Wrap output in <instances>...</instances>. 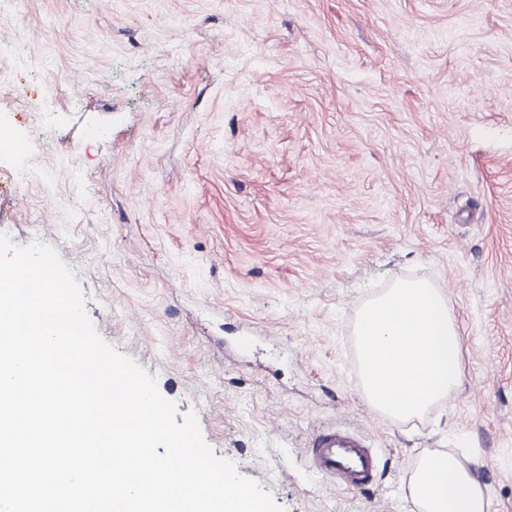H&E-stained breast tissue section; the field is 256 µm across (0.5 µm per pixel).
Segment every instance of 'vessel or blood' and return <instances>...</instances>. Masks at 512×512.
Here are the masks:
<instances>
[{
    "mask_svg": "<svg viewBox=\"0 0 512 512\" xmlns=\"http://www.w3.org/2000/svg\"><path fill=\"white\" fill-rule=\"evenodd\" d=\"M308 453L322 477L347 488L365 483L375 468V451L367 440L335 428L316 434Z\"/></svg>",
    "mask_w": 512,
    "mask_h": 512,
    "instance_id": "vessel-or-blood-1",
    "label": "vessel or blood"
}]
</instances>
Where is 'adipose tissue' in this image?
I'll list each match as a JSON object with an SVG mask.
<instances>
[{
    "instance_id": "ef3b65f1",
    "label": "adipose tissue",
    "mask_w": 512,
    "mask_h": 512,
    "mask_svg": "<svg viewBox=\"0 0 512 512\" xmlns=\"http://www.w3.org/2000/svg\"><path fill=\"white\" fill-rule=\"evenodd\" d=\"M405 493L419 512H491L487 487L454 454H435L417 463Z\"/></svg>"
}]
</instances>
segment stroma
<instances>
[{"label":"stroma","mask_w":512,"mask_h":512,"mask_svg":"<svg viewBox=\"0 0 512 512\" xmlns=\"http://www.w3.org/2000/svg\"><path fill=\"white\" fill-rule=\"evenodd\" d=\"M0 233L53 245L98 334L283 512H415L452 452L512 512V0H0ZM439 289L450 404L364 397L361 306ZM364 435L372 479L312 468ZM308 453L322 477L347 489L365 483L375 468V451L367 440L336 428L316 434Z\"/></svg>","instance_id":"35a3bbf8"}]
</instances>
